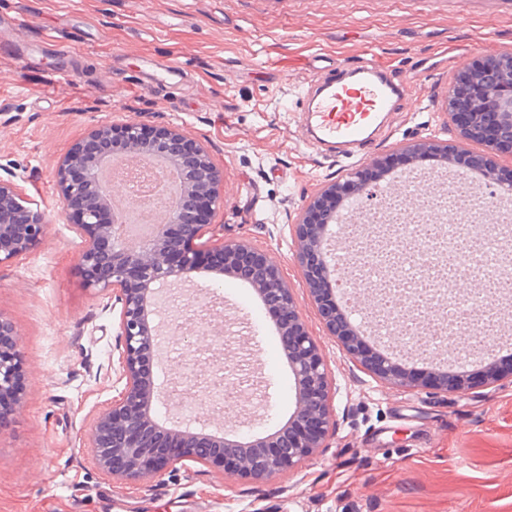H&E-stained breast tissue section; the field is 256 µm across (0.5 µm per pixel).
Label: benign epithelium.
I'll return each mask as SVG.
<instances>
[{
	"instance_id": "1",
	"label": "benign epithelium",
	"mask_w": 512,
	"mask_h": 512,
	"mask_svg": "<svg viewBox=\"0 0 512 512\" xmlns=\"http://www.w3.org/2000/svg\"><path fill=\"white\" fill-rule=\"evenodd\" d=\"M465 95L448 99V128L465 140H478L482 154L459 153L435 140L402 145L398 152L411 157L463 158L482 170L489 185L501 196L512 192V178L502 177L496 158H512V54L489 53L475 58L457 75ZM500 116L498 134L487 135L486 115ZM150 154L174 165L182 182L175 191L170 220L155 225L151 235L132 246L117 232L109 209L110 191L99 178L104 162L122 155ZM59 200L65 214L81 231L84 249L81 265L88 287L114 297L120 304L117 336L120 338L119 380L123 388L112 406L97 416L89 435L97 467L106 476L139 480L155 476L170 464L189 460L209 468L230 471L256 482L290 472L311 460L324 447L335 425L329 370L321 350L301 319L296 301L280 267L245 241H225L202 247L207 220L224 200V169L213 162L208 149L176 128H149L135 121L104 123L77 142L57 170ZM370 187L358 170L324 185L307 199L292 225L294 257L329 335L335 337L383 384L395 389L426 387L437 391L465 388L467 375L454 378L434 373L426 381L393 359L361 344L350 317L328 306L321 289L312 286L317 275L315 255L325 256V237L336 218V200H361ZM46 230L40 208L26 205L18 186L0 178V266L33 251ZM208 270L229 275L255 288L265 302L270 319L288 354L294 377L296 407L288 422L262 439L240 438L233 443L200 431L173 430L153 418L155 408L170 400L159 383L160 351L166 331L149 317L148 299L173 293ZM198 363L168 365L169 377L195 382ZM24 362L17 330L0 311V419L21 403Z\"/></svg>"
}]
</instances>
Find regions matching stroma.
<instances>
[{"mask_svg": "<svg viewBox=\"0 0 512 512\" xmlns=\"http://www.w3.org/2000/svg\"><path fill=\"white\" fill-rule=\"evenodd\" d=\"M0 164L46 215L39 246L0 267V312L25 362L18 412L0 421V512H512V381L457 392L398 390L376 380L328 336L290 249L306 197L402 144L435 139L479 154L451 131L448 89L479 55L512 51V0H0ZM70 47L74 76L51 43ZM377 52L414 82V99L354 158L305 140L295 110L306 70L288 79L269 58L323 67ZM178 65L179 84L146 88L143 62ZM175 126L224 170V204L203 243L249 242L276 261L328 363L336 426L313 459L262 482L184 460L145 480L99 472L88 448L98 413L118 394L111 297L85 282L84 239L66 217L56 171L75 142L105 122ZM224 322L246 338L222 353L194 337L208 373L236 365L269 383L263 436L294 409V381L251 288L216 274Z\"/></svg>", "mask_w": 512, "mask_h": 512, "instance_id": "1", "label": "stroma"}]
</instances>
